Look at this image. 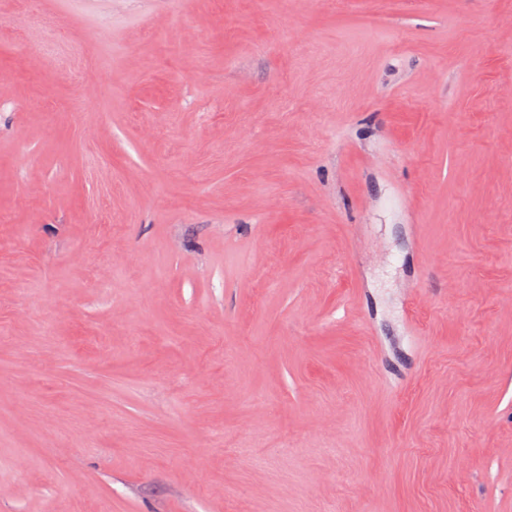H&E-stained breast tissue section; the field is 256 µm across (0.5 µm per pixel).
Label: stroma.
I'll return each mask as SVG.
<instances>
[{
	"mask_svg": "<svg viewBox=\"0 0 512 512\" xmlns=\"http://www.w3.org/2000/svg\"><path fill=\"white\" fill-rule=\"evenodd\" d=\"M0 28V512H512V0Z\"/></svg>",
	"mask_w": 512,
	"mask_h": 512,
	"instance_id": "1",
	"label": "stroma"
}]
</instances>
